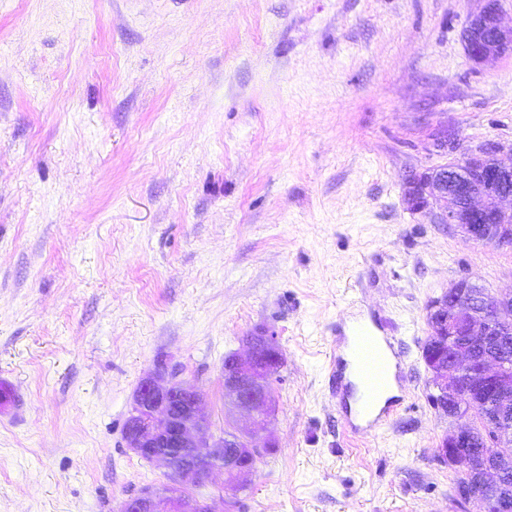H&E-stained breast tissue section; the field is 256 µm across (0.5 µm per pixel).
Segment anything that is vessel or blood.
<instances>
[{
	"instance_id": "1",
	"label": "vessel or blood",
	"mask_w": 512,
	"mask_h": 512,
	"mask_svg": "<svg viewBox=\"0 0 512 512\" xmlns=\"http://www.w3.org/2000/svg\"><path fill=\"white\" fill-rule=\"evenodd\" d=\"M345 347L359 383L355 415L367 427H380L394 412L395 400L387 395L397 361L393 338L377 326L358 321L351 325Z\"/></svg>"
}]
</instances>
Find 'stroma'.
Here are the masks:
<instances>
[{"label":"stroma","instance_id":"35a3bbf8","mask_svg":"<svg viewBox=\"0 0 512 512\" xmlns=\"http://www.w3.org/2000/svg\"><path fill=\"white\" fill-rule=\"evenodd\" d=\"M479 0H0V512H117L168 468L124 425L177 367L215 430L224 357L272 331L275 448L233 512H476L453 499L422 347L451 281L512 290V247L403 199L458 151L512 157V58ZM403 351L404 408L349 427V318ZM463 42L468 58L477 65L512 58V26L502 24L500 0L481 1L463 30Z\"/></svg>","mask_w":512,"mask_h":512}]
</instances>
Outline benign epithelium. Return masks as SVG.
I'll return each mask as SVG.
<instances>
[{
    "instance_id": "obj_1",
    "label": "benign epithelium",
    "mask_w": 512,
    "mask_h": 512,
    "mask_svg": "<svg viewBox=\"0 0 512 512\" xmlns=\"http://www.w3.org/2000/svg\"><path fill=\"white\" fill-rule=\"evenodd\" d=\"M468 58L477 65L512 57V27L502 24L500 0H481L463 30ZM407 208L430 211L438 223L461 229L474 241L512 245V164L496 151L479 148L443 164L412 172L404 187ZM469 278L451 282L428 306L429 351L425 364L437 388L441 412L454 422L442 439L438 459L450 467L464 466L474 480L457 488L459 502L482 503L483 512H512V494L503 478L512 473V367L505 350L512 345V291H477ZM273 352L259 353L255 339H245L242 352H232L224 365V401L241 414L232 434H215L203 409L201 393L178 380L175 369L160 362L143 377L133 394L125 442L135 455L165 464L169 485L177 492L147 488L122 502L121 512H220L216 501L200 502L183 493L215 469L233 471L244 483L253 471L240 465L226 448H249L257 456L276 447L266 435L276 406L272 378L282 355L276 336L262 332ZM497 399L501 411L483 424L472 423L462 402L463 384Z\"/></svg>"
}]
</instances>
